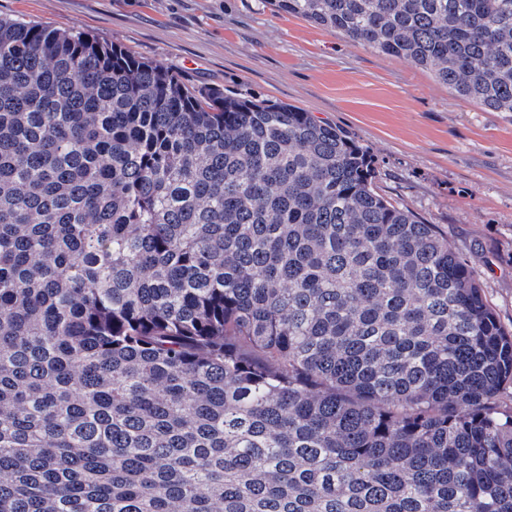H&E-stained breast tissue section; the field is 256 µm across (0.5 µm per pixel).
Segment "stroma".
Segmentation results:
<instances>
[{
	"label": "stroma",
	"mask_w": 512,
	"mask_h": 512,
	"mask_svg": "<svg viewBox=\"0 0 512 512\" xmlns=\"http://www.w3.org/2000/svg\"><path fill=\"white\" fill-rule=\"evenodd\" d=\"M0 15L85 32L190 87L299 107L347 131L380 194L437 225L512 327V113L279 11L269 0H0Z\"/></svg>",
	"instance_id": "obj_1"
}]
</instances>
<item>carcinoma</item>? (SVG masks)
I'll return each mask as SVG.
<instances>
[{
  "label": "carcinoma",
  "instance_id": "1",
  "mask_svg": "<svg viewBox=\"0 0 512 512\" xmlns=\"http://www.w3.org/2000/svg\"><path fill=\"white\" fill-rule=\"evenodd\" d=\"M512 112V0H271ZM298 107L0 18V512H512V330Z\"/></svg>",
  "mask_w": 512,
  "mask_h": 512
}]
</instances>
